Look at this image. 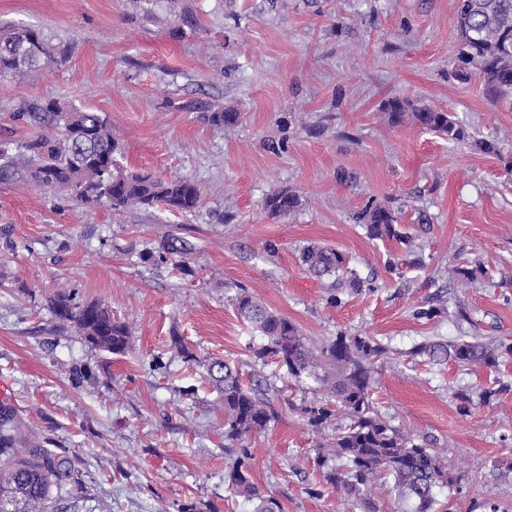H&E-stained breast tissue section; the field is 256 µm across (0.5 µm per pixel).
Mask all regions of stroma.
<instances>
[{"mask_svg": "<svg viewBox=\"0 0 512 512\" xmlns=\"http://www.w3.org/2000/svg\"><path fill=\"white\" fill-rule=\"evenodd\" d=\"M454 6L0 0V26L39 31L52 54L24 82L0 77V146L32 133L16 112L53 99L105 118L127 169L190 179L201 194L191 212H117L62 188L0 183V382L33 434L74 462L67 512H255L226 480L224 408L203 378L215 357L253 378L248 346L260 337L237 313L243 288L313 345L344 331L388 346L373 404L446 459L453 484L435 491L445 512H512V355L490 369L410 354L427 340H512V100L450 76ZM393 96L453 113L469 140L388 125L381 105ZM224 108L240 112L237 125L208 121ZM479 138L499 155L475 149ZM282 187L302 205L275 218L264 200ZM370 202L400 210L423 267L354 221ZM311 242L379 289L329 306L332 278L299 265ZM459 266L475 281L455 279ZM60 292L124 322L126 351L92 348L59 325L50 305ZM431 305L432 319L414 316ZM279 385L278 420L240 442L254 483L283 512H359L315 467L320 438L300 414L307 384Z\"/></svg>", "mask_w": 512, "mask_h": 512, "instance_id": "35a3bbf8", "label": "stroma"}]
</instances>
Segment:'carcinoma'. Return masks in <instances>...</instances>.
Listing matches in <instances>:
<instances>
[{
  "mask_svg": "<svg viewBox=\"0 0 512 512\" xmlns=\"http://www.w3.org/2000/svg\"><path fill=\"white\" fill-rule=\"evenodd\" d=\"M456 38L458 53L451 75L460 81L478 75L485 94L493 100L511 96L512 0H456ZM49 57V48L38 31L0 27V77L24 79L46 65ZM381 111L392 126L409 118L450 144L469 137L450 113L417 107L406 98L387 99ZM17 119L41 134L17 146L13 153L0 149V183L25 179L43 189L66 186L88 207L104 200L114 210L162 206L191 212L199 206V191L191 180H165L125 169L117 160L121 144L96 112L47 100L21 110ZM209 121L233 126L239 114L218 110L210 113ZM300 206L299 195L289 189L275 190L265 199V208L273 217L289 216ZM356 220L366 226L371 238L401 244L407 254L413 253V237L401 227L390 205L368 204ZM298 260L314 277L336 276V288L327 299L332 306L342 305L347 294L373 288V280L361 277L349 266L348 258L332 247L307 244L299 250ZM236 308L263 339L249 346L254 365L264 366L273 357L288 376H306L316 383L318 397L300 408L312 432H323L340 413L350 420L319 444L315 464L322 469L325 484L353 499L361 512H379L371 491L376 482L390 478L398 497L416 501L414 512H438L434 490L451 483L445 464L427 440L404 434L378 414L370 398L374 364L387 348L372 336L344 332L313 348L295 324L245 289L236 296ZM52 313L63 324H75L84 340L98 350L118 354L129 346L127 325L98 304L74 306L69 297L59 294ZM410 354L438 363L451 360L463 367L494 368L501 357L512 355V344L424 341ZM206 372L223 399L224 440L240 441L265 430L277 418L280 389L269 379L260 376L245 386L235 366L220 358L211 360ZM18 447L25 448L21 456L15 454ZM331 457L341 465L328 466ZM250 459L249 449H238L228 485L240 496L259 500L256 512H281L279 502L263 496L253 483ZM72 483L71 460L31 438L29 427L9 405L0 402V512H60L56 501Z\"/></svg>",
  "mask_w": 512,
  "mask_h": 512,
  "instance_id": "cac0c4a2",
  "label": "carcinoma"
}]
</instances>
